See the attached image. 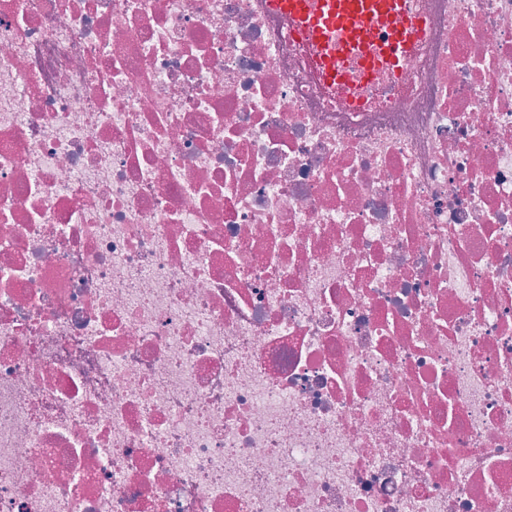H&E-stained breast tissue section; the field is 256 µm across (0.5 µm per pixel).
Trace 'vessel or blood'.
<instances>
[{
  "label": "vessel or blood",
  "mask_w": 512,
  "mask_h": 512,
  "mask_svg": "<svg viewBox=\"0 0 512 512\" xmlns=\"http://www.w3.org/2000/svg\"><path fill=\"white\" fill-rule=\"evenodd\" d=\"M311 51L321 81L343 89L398 73L422 38L407 0H267Z\"/></svg>",
  "instance_id": "b4317fda"
}]
</instances>
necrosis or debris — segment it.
I'll use <instances>...</instances> for the list:
<instances>
[{
  "label": "necrosis or debris",
  "instance_id": "4bbe7bcc",
  "mask_svg": "<svg viewBox=\"0 0 512 512\" xmlns=\"http://www.w3.org/2000/svg\"><path fill=\"white\" fill-rule=\"evenodd\" d=\"M411 9L0 0V512H512V0ZM288 17L310 48L312 67L328 87L366 84L397 74L422 39L423 24L407 0H267Z\"/></svg>",
  "mask_w": 512,
  "mask_h": 512
}]
</instances>
